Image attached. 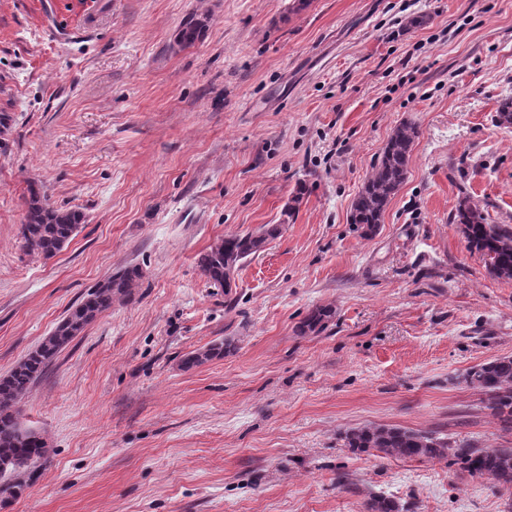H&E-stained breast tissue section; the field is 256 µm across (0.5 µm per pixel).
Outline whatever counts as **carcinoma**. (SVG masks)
<instances>
[{"label": "carcinoma", "instance_id": "1", "mask_svg": "<svg viewBox=\"0 0 512 512\" xmlns=\"http://www.w3.org/2000/svg\"><path fill=\"white\" fill-rule=\"evenodd\" d=\"M204 28L205 21L200 18L186 20L179 42L194 44ZM415 137L413 124H400L359 190L352 205L350 223L356 225L362 235L369 236L377 231L389 202L404 183ZM82 222L80 211L53 206L44 193L32 187L20 230L22 247L29 254L52 258L72 241ZM452 223L459 226L468 250L480 255L490 276L512 280L511 224L487 223L485 216L467 198L460 202ZM282 230L281 224H264L254 232L227 235L199 256L198 266L209 282L227 289L231 287L233 273ZM140 278L139 269L132 267L96 284L40 345L0 376V459L11 460L10 467L0 471L1 500L18 498L33 479L35 465L46 456L45 442L40 437L21 435L16 418L18 402L57 353L85 326L110 309L112 303L128 296ZM331 318V309L317 308L301 322V329L318 332ZM230 346L229 342H221L198 350L186 358V364H205L224 356ZM462 381L479 390L483 407L490 411L502 430L512 432V356L474 365L462 374ZM345 441L347 447L356 452L375 450L396 458L446 459L449 465L473 478H487L497 487L512 491V447L480 448L470 441L451 440L432 432L392 425L351 429L345 433ZM369 512H404V507L391 498L378 496L370 500Z\"/></svg>", "mask_w": 512, "mask_h": 512}]
</instances>
